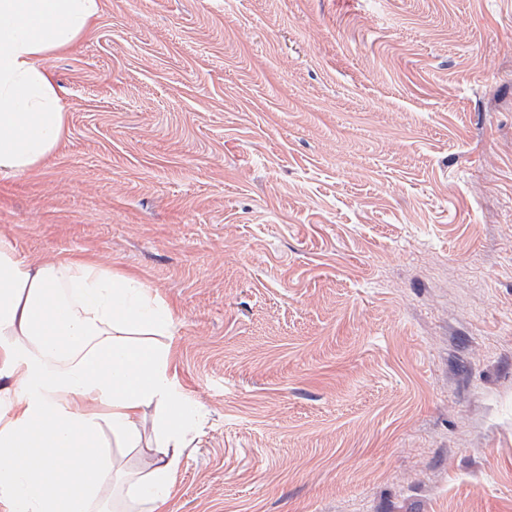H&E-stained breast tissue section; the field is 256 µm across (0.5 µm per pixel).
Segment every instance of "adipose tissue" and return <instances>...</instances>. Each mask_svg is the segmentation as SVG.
<instances>
[{
	"mask_svg": "<svg viewBox=\"0 0 512 512\" xmlns=\"http://www.w3.org/2000/svg\"><path fill=\"white\" fill-rule=\"evenodd\" d=\"M101 0H0V176L42 165L67 129L47 59L95 29ZM172 311L138 276L72 255L33 261L0 236V504L94 512L122 487L170 512L197 404L170 373ZM157 451L130 475L109 452Z\"/></svg>",
	"mask_w": 512,
	"mask_h": 512,
	"instance_id": "ef3b65f1",
	"label": "adipose tissue"
}]
</instances>
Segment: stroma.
<instances>
[{
    "label": "stroma",
    "mask_w": 512,
    "mask_h": 512,
    "mask_svg": "<svg viewBox=\"0 0 512 512\" xmlns=\"http://www.w3.org/2000/svg\"><path fill=\"white\" fill-rule=\"evenodd\" d=\"M20 256L172 310L171 512H512V0H102Z\"/></svg>",
    "instance_id": "stroma-1"
}]
</instances>
